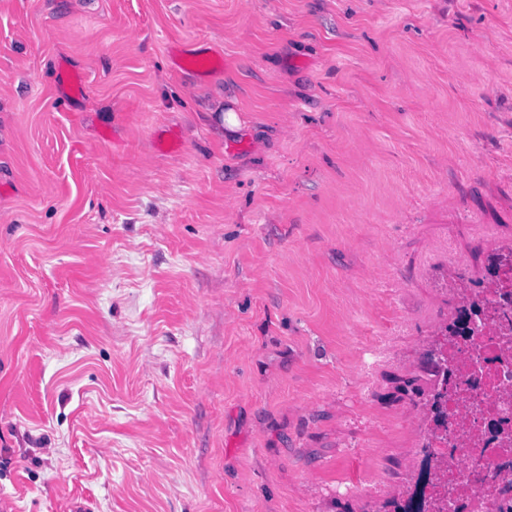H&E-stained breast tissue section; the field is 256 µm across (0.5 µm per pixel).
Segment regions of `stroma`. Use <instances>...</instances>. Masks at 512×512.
Instances as JSON below:
<instances>
[{
    "mask_svg": "<svg viewBox=\"0 0 512 512\" xmlns=\"http://www.w3.org/2000/svg\"><path fill=\"white\" fill-rule=\"evenodd\" d=\"M509 248L512 0H0V512H376ZM175 61L179 67L186 64L194 66V70L198 72H207L213 66V58L208 52H199L194 50L177 51L175 53ZM468 307L469 317L461 319L457 317L452 323L445 327L444 333L440 334L441 337L437 340V343L432 345L431 348L428 350V354L430 357L437 353L438 342L440 343L444 339V336L448 335V341H450L455 337L460 336L462 333H466L469 329L471 319L473 318L474 315L481 312L483 304L481 303L480 300L473 299L472 301L468 302ZM446 328H448V330H446Z\"/></svg>",
    "mask_w": 512,
    "mask_h": 512,
    "instance_id": "obj_1",
    "label": "stroma"
}]
</instances>
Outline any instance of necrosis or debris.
<instances>
[{
  "mask_svg": "<svg viewBox=\"0 0 512 512\" xmlns=\"http://www.w3.org/2000/svg\"><path fill=\"white\" fill-rule=\"evenodd\" d=\"M491 315L478 333L447 345L453 391L443 406L446 426L430 429L421 454L422 476L404 500L416 506L439 501L442 512H512V442L504 455L486 452L488 423L512 420V305L501 306L495 289L482 291Z\"/></svg>",
  "mask_w": 512,
  "mask_h": 512,
  "instance_id": "necrosis-or-debris-1",
  "label": "necrosis or debris"
}]
</instances>
